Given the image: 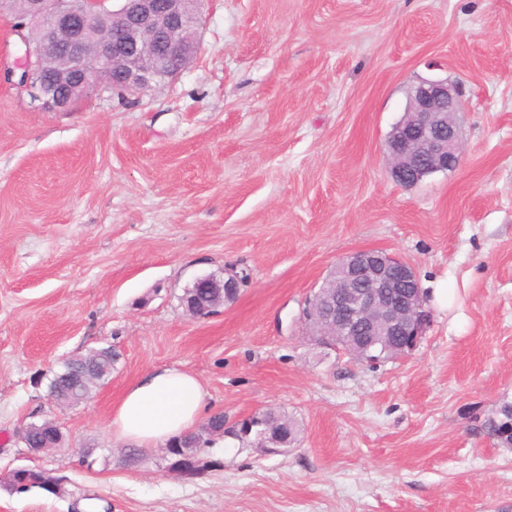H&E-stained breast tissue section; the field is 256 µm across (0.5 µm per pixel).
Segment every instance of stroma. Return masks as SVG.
I'll use <instances>...</instances> for the list:
<instances>
[{"label": "stroma", "mask_w": 512, "mask_h": 512, "mask_svg": "<svg viewBox=\"0 0 512 512\" xmlns=\"http://www.w3.org/2000/svg\"><path fill=\"white\" fill-rule=\"evenodd\" d=\"M197 55L129 101L47 112L0 77V512H512V450L482 424L512 401V0H203ZM460 83V165L395 182L386 141L407 91ZM411 264L430 323L369 366L300 323L336 261ZM247 271L206 318L184 289ZM448 291L447 306L431 299ZM112 374L78 405L49 383L103 346ZM195 374L225 429L271 409L299 425L267 455L227 437L185 479L161 448L128 462L109 426L152 370ZM54 420L62 447L19 431ZM13 472V484L16 488L17 492H28L32 488H38L44 492H47L54 496H59L57 493V489L51 484L41 483L38 478H36V474L38 470L28 468L24 471Z\"/></svg>", "instance_id": "stroma-1"}]
</instances>
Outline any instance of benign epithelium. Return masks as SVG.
I'll return each instance as SVG.
<instances>
[{
	"mask_svg": "<svg viewBox=\"0 0 512 512\" xmlns=\"http://www.w3.org/2000/svg\"><path fill=\"white\" fill-rule=\"evenodd\" d=\"M97 46L87 35L106 0H32L15 34L27 46V62L15 85L41 107L69 111L94 93H140L184 69L197 54V40L174 43V34L197 33L202 0H114ZM464 101L458 83L425 80L408 90L405 117L389 133L391 176L411 186L426 172L456 169L462 160L459 117ZM245 274L234 271L196 279L201 288H222L236 297ZM430 321L426 298L413 268L380 249L352 252L329 271L302 312L306 335L316 343L370 365L404 358L421 344ZM237 437L255 434L252 446L282 454L295 443L291 428L274 410L240 422Z\"/></svg>",
	"mask_w": 512,
	"mask_h": 512,
	"instance_id": "7a95c632",
	"label": "benign epithelium"
}]
</instances>
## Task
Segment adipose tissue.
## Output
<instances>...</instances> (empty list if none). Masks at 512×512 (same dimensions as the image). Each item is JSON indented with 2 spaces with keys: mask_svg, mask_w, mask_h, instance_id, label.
Here are the masks:
<instances>
[{
  "mask_svg": "<svg viewBox=\"0 0 512 512\" xmlns=\"http://www.w3.org/2000/svg\"><path fill=\"white\" fill-rule=\"evenodd\" d=\"M203 408V387L194 375L160 368L144 375L125 392L110 425L117 437L151 448L190 431Z\"/></svg>",
  "mask_w": 512,
  "mask_h": 512,
  "instance_id": "1",
  "label": "adipose tissue"
}]
</instances>
